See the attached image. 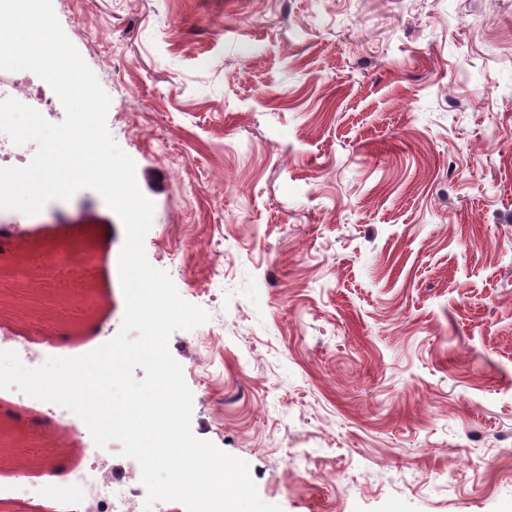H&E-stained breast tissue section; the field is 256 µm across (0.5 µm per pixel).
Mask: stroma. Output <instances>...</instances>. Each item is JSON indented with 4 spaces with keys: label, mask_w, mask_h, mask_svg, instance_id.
Masks as SVG:
<instances>
[{
    "label": "stroma",
    "mask_w": 512,
    "mask_h": 512,
    "mask_svg": "<svg viewBox=\"0 0 512 512\" xmlns=\"http://www.w3.org/2000/svg\"><path fill=\"white\" fill-rule=\"evenodd\" d=\"M53 8L154 204L148 261L210 315L169 339L195 435L281 512H512V0ZM1 224L0 268L77 247L99 305L0 281V332L45 359L119 334L99 193Z\"/></svg>",
    "instance_id": "stroma-1"
}]
</instances>
